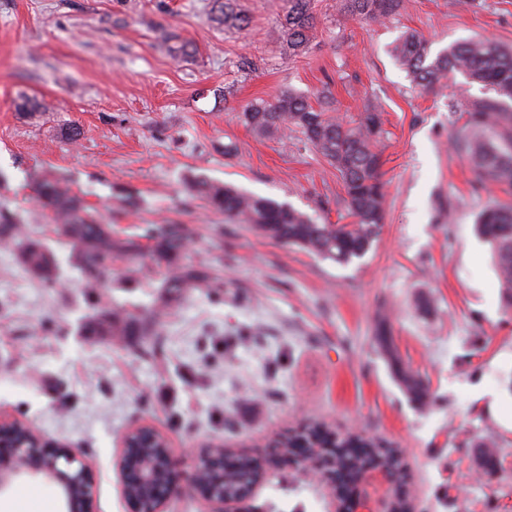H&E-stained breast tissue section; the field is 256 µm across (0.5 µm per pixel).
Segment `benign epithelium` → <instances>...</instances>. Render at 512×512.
Returning <instances> with one entry per match:
<instances>
[{
  "label": "benign epithelium",
  "instance_id": "7a95c632",
  "mask_svg": "<svg viewBox=\"0 0 512 512\" xmlns=\"http://www.w3.org/2000/svg\"><path fill=\"white\" fill-rule=\"evenodd\" d=\"M226 456L224 444L212 441L201 450L192 466L194 494L208 506V512H242L262 483L266 470L254 469L251 482L232 494L215 495L209 490L206 473L221 464ZM299 464L303 471L319 480L331 494L340 497L344 507L334 512H416L408 481H399L389 464L364 470L350 486L336 481V473L325 468L314 450L301 455L282 446L269 451L266 465L286 467ZM129 512H165L175 489V462L167 436L152 425L128 428L121 438L116 459ZM21 479H40L57 487L63 512H95L96 474L87 455L69 443L49 437L29 421L0 410V495Z\"/></svg>",
  "mask_w": 512,
  "mask_h": 512
}]
</instances>
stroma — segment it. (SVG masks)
Listing matches in <instances>:
<instances>
[{
  "label": "stroma",
  "instance_id": "35a3bbf8",
  "mask_svg": "<svg viewBox=\"0 0 512 512\" xmlns=\"http://www.w3.org/2000/svg\"><path fill=\"white\" fill-rule=\"evenodd\" d=\"M244 29L209 19L211 0H0V214L52 252V279L0 251V409L81 448L96 470V512H129L115 472L122 433L163 431L180 465L167 512H203L192 459L212 440L263 454L276 436L319 421L401 449L418 512H512V316L505 315L489 247L475 224L505 194L475 183L452 139L465 110L486 98L455 77L412 88L391 55L405 32L433 50L473 36L512 46V0H405L382 23L339 21L317 0L310 52L289 58L276 34L284 0H238ZM185 43L176 57L170 42ZM330 86L346 118L382 114L385 220L372 251L339 265L231 224L189 183H231L328 224L352 218L336 203L335 169L295 137L254 134L238 119L253 100ZM38 109L23 115L21 98ZM78 126L81 135L66 132ZM235 145L234 154L224 152ZM62 179L114 233L148 224L194 231L183 259L203 263L223 300L195 288L157 330L164 363L136 357L139 336H102V313L152 308L167 277L144 248L141 281L105 277L92 304L73 246L35 198L37 176ZM428 295L430 313L415 306ZM387 320L402 360L429 380L438 404L410 401L378 351ZM502 442L501 468L476 480L462 445ZM0 505L59 512L47 482L24 479ZM325 487L301 470L268 471L245 512H330Z\"/></svg>",
  "mask_w": 512,
  "mask_h": 512
}]
</instances>
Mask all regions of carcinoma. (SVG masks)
Segmentation results:
<instances>
[{
    "instance_id": "1",
    "label": "carcinoma",
    "mask_w": 512,
    "mask_h": 512,
    "mask_svg": "<svg viewBox=\"0 0 512 512\" xmlns=\"http://www.w3.org/2000/svg\"><path fill=\"white\" fill-rule=\"evenodd\" d=\"M314 0H288V8L278 23L279 36L288 54L297 57L309 52L315 30ZM404 0H336V17L380 22L400 13ZM212 20L226 27L242 29L247 20L237 11L235 0H214ZM392 54L406 72L414 88L433 92L448 79L460 74L470 83L482 85L491 96L464 112L465 119L455 135L458 149L466 156L476 182L504 187L512 192V49L496 41L472 38L452 44L437 53L415 33L401 36ZM240 120L253 133L264 137L298 133L301 140L321 154L337 171L341 199L354 218L352 224H321L312 216L270 198L253 196L235 187L197 180L191 189L200 194L227 222L247 224L267 238L288 243L324 260L347 265L363 257L377 242L384 221L382 150L384 138L380 112L367 106L346 121L335 115V101L323 90L311 98L291 89L273 100L245 104ZM36 198L51 210V221L70 240L73 258L84 276L85 287H100L105 273L118 260L128 262L139 255L141 244L134 238H114L112 228L101 223L82 199L60 180L42 176L34 184ZM477 233L491 250L501 301L512 312V204L495 200L482 210ZM142 237L151 242L154 253L171 269L158 302L146 313H110L112 333L124 336L118 325L139 323L144 340L137 350L154 358L159 346L152 336L165 310L191 288H208L219 298L223 283L210 275L203 263L180 265L178 259L189 245L192 232L184 224H148ZM0 245L18 250L23 265L38 277L52 275L54 259L41 242L24 235V227L10 220L0 221ZM375 341L391 367L394 379L406 396L421 405L434 401V392L424 379L406 367L398 356L391 331L380 320ZM282 444L300 448H321L336 459L338 469L349 476L366 466L376 455L379 442L357 431L338 433L323 423H310L302 430L284 435ZM475 448L486 452L477 462L489 466L499 448L498 440L477 437ZM253 459L241 456L211 484L235 488L253 469Z\"/></svg>"
}]
</instances>
